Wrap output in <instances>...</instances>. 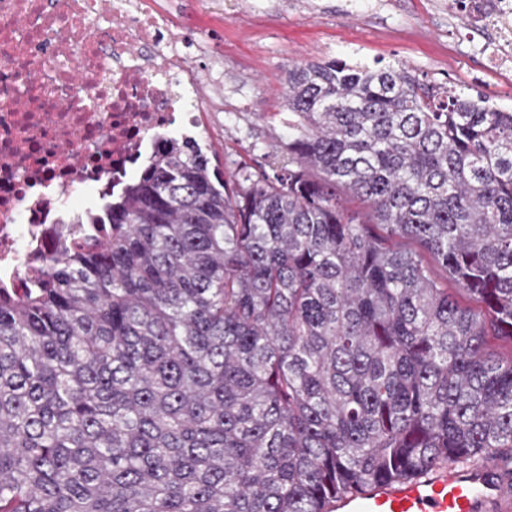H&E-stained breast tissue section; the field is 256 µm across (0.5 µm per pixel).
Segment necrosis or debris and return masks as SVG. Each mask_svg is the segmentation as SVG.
<instances>
[{"instance_id":"4bbe7bcc","label":"necrosis or debris","mask_w":512,"mask_h":512,"mask_svg":"<svg viewBox=\"0 0 512 512\" xmlns=\"http://www.w3.org/2000/svg\"><path fill=\"white\" fill-rule=\"evenodd\" d=\"M512 46V0H474ZM171 21L150 0H0V286L23 290L89 225L73 201L162 146L196 99Z\"/></svg>"}]
</instances>
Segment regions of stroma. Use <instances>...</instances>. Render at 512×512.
<instances>
[{
  "instance_id": "35a3bbf8",
  "label": "stroma",
  "mask_w": 512,
  "mask_h": 512,
  "mask_svg": "<svg viewBox=\"0 0 512 512\" xmlns=\"http://www.w3.org/2000/svg\"><path fill=\"white\" fill-rule=\"evenodd\" d=\"M181 21L182 53L205 113L198 138L225 175L260 169L288 132L284 70L341 58L403 63L418 79L452 83L512 111V72L494 69L491 32L462 0H166Z\"/></svg>"
}]
</instances>
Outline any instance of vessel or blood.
<instances>
[{
    "instance_id": "1",
    "label": "vessel or blood",
    "mask_w": 512,
    "mask_h": 512,
    "mask_svg": "<svg viewBox=\"0 0 512 512\" xmlns=\"http://www.w3.org/2000/svg\"><path fill=\"white\" fill-rule=\"evenodd\" d=\"M333 512H512V485L496 466L460 470L443 466L431 473L396 479L336 500Z\"/></svg>"
}]
</instances>
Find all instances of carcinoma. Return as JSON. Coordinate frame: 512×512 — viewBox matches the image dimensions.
Listing matches in <instances>:
<instances>
[{
  "label": "carcinoma",
  "mask_w": 512,
  "mask_h": 512,
  "mask_svg": "<svg viewBox=\"0 0 512 512\" xmlns=\"http://www.w3.org/2000/svg\"><path fill=\"white\" fill-rule=\"evenodd\" d=\"M284 106L271 172L173 139L99 234L0 287V512L512 479V112L340 58L288 67Z\"/></svg>",
  "instance_id": "cac0c4a2"
}]
</instances>
